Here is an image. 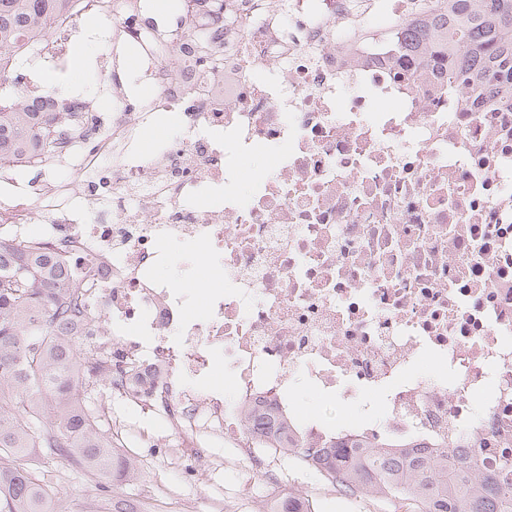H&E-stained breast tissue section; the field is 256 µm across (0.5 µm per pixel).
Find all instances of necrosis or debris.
<instances>
[{
    "instance_id": "necrosis-or-debris-1",
    "label": "necrosis or debris",
    "mask_w": 512,
    "mask_h": 512,
    "mask_svg": "<svg viewBox=\"0 0 512 512\" xmlns=\"http://www.w3.org/2000/svg\"><path fill=\"white\" fill-rule=\"evenodd\" d=\"M414 0H241L246 24L223 67L169 88L157 38L117 29L141 59L149 96L108 119L85 108L52 155L0 164V222L20 236L49 220L41 249L77 284L79 339L112 358V397L179 434L190 472L231 444L270 488L276 451L255 447L242 414L269 408L295 435L426 447L456 463H512V113L451 97L443 81L392 67ZM73 0L32 53L62 68L87 13ZM178 134L138 148L155 113ZM271 172L240 193L243 167ZM71 167L34 187L29 169ZM203 245L215 279L177 288L157 276L171 247ZM437 364L421 373L423 358ZM361 409L303 416L292 373ZM234 401H227L226 389ZM460 447L445 448V437Z\"/></svg>"
}]
</instances>
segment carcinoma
I'll return each mask as SVG.
<instances>
[{
	"label": "carcinoma",
	"instance_id": "cac0c4a2",
	"mask_svg": "<svg viewBox=\"0 0 512 512\" xmlns=\"http://www.w3.org/2000/svg\"><path fill=\"white\" fill-rule=\"evenodd\" d=\"M205 2L218 20L234 14L230 0ZM69 3L0 0V87H10L0 93V159L51 154L57 135L81 111L54 90L23 95L17 72L29 35L37 28L50 34ZM192 13L190 5L180 10V39L209 68L224 54V36L214 41ZM403 31L397 58L446 75L451 97L512 112V0H421ZM79 313L75 286L50 257L0 228V512H42L43 496L57 493L25 465L39 448L55 449L108 485L118 474L137 475L89 408L105 376L62 329ZM247 420L258 447L288 449L338 494L382 498L394 512H512V466L445 470L444 481L430 487L426 478L438 466L431 455L360 441H293L288 425L267 410Z\"/></svg>",
	"mask_w": 512,
	"mask_h": 512
}]
</instances>
